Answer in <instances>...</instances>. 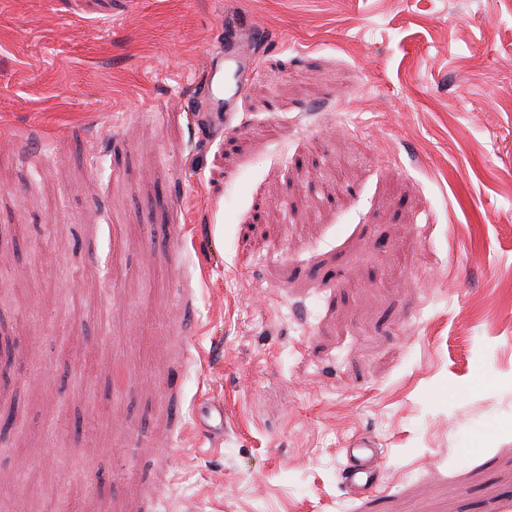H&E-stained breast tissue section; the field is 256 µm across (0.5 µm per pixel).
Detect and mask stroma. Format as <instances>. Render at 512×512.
I'll use <instances>...</instances> for the list:
<instances>
[{
  "mask_svg": "<svg viewBox=\"0 0 512 512\" xmlns=\"http://www.w3.org/2000/svg\"><path fill=\"white\" fill-rule=\"evenodd\" d=\"M0 337V512H512V0H0ZM263 38L262 29L255 23L227 21L224 44L209 53L207 65L198 90V97L207 112L221 120L233 112L243 84L241 77L253 64L251 47ZM349 459L346 468L345 480L353 487L369 489L376 485L379 477L380 458L377 454L374 441L367 436L352 440L345 449Z\"/></svg>",
  "mask_w": 512,
  "mask_h": 512,
  "instance_id": "1",
  "label": "stroma"
}]
</instances>
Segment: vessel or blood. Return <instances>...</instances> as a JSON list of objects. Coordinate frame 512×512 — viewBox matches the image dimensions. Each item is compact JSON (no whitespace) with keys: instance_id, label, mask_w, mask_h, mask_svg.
Wrapping results in <instances>:
<instances>
[{"instance_id":"1","label":"vessel or blood","mask_w":512,"mask_h":512,"mask_svg":"<svg viewBox=\"0 0 512 512\" xmlns=\"http://www.w3.org/2000/svg\"><path fill=\"white\" fill-rule=\"evenodd\" d=\"M262 37L263 31L257 24L226 22L225 44L210 52L198 90V97L207 111L220 115L234 110L243 90L241 77L253 64L251 48ZM346 455L349 465L345 479L351 486L368 489L377 484L380 458L370 437L352 440Z\"/></svg>"}]
</instances>
